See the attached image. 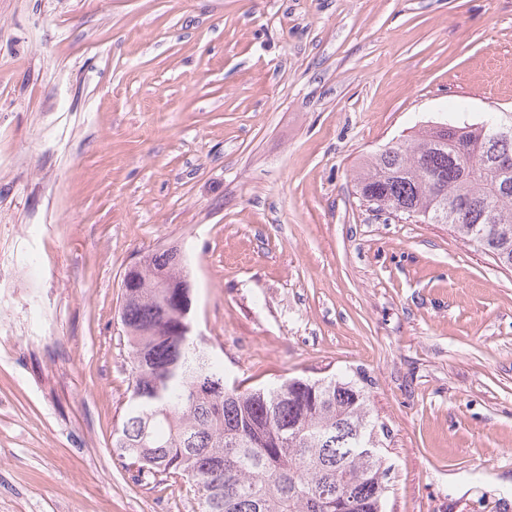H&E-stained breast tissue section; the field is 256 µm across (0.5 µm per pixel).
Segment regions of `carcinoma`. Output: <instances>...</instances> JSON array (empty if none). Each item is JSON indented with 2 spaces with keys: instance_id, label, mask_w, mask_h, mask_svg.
<instances>
[{
  "instance_id": "carcinoma-1",
  "label": "carcinoma",
  "mask_w": 512,
  "mask_h": 512,
  "mask_svg": "<svg viewBox=\"0 0 512 512\" xmlns=\"http://www.w3.org/2000/svg\"><path fill=\"white\" fill-rule=\"evenodd\" d=\"M505 154L512 138L485 121L440 123L421 139L386 144L356 193L446 224L511 269L512 174L499 180L496 171ZM161 271L176 284L189 278L184 253L158 249L122 280L132 383L112 447L135 479L186 480L199 512H385L386 459H364L350 439L377 433L365 390L334 376L228 384L223 360L191 330L192 292L157 287Z\"/></svg>"
}]
</instances>
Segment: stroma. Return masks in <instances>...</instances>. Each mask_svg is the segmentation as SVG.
I'll use <instances>...</instances> for the list:
<instances>
[{
	"label": "stroma",
	"instance_id": "stroma-1",
	"mask_svg": "<svg viewBox=\"0 0 512 512\" xmlns=\"http://www.w3.org/2000/svg\"><path fill=\"white\" fill-rule=\"evenodd\" d=\"M500 112L512 0H0V512H197L112 448L172 245L229 380H363L386 512H512V270L354 187Z\"/></svg>",
	"mask_w": 512,
	"mask_h": 512
}]
</instances>
